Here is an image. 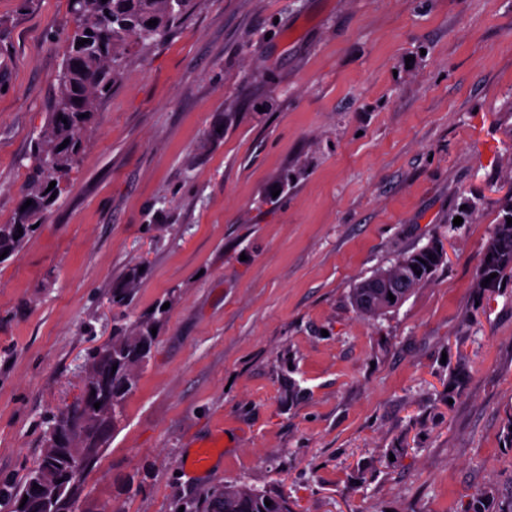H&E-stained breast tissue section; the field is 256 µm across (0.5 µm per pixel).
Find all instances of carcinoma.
<instances>
[{"label":"carcinoma","instance_id":"carcinoma-1","mask_svg":"<svg viewBox=\"0 0 512 512\" xmlns=\"http://www.w3.org/2000/svg\"><path fill=\"white\" fill-rule=\"evenodd\" d=\"M187 0H70L69 13L74 27L64 39L62 69L58 75L56 97L50 117L34 144L33 162L28 169L13 221L0 224V255L17 256L29 238L41 226L45 212L54 204L51 195L65 192L70 173L83 149V133L97 110L99 98L109 93L120 76L121 58L131 43L150 45L164 38L181 17ZM157 20V25L147 22ZM88 43L78 46L76 42ZM65 148H60L64 140ZM56 182L54 188L49 183ZM29 207H24L27 200ZM23 234H18V230ZM408 263L409 283L380 288L366 279L353 288L350 301L357 313L375 319L399 308L412 292L428 283L439 265L428 254L416 249L403 254ZM421 274H415V271ZM496 274L490 278V274ZM142 277L139 266L126 272L124 281L112 289V304L126 306ZM477 286L494 288L512 278V225L499 219L485 245L478 266ZM490 283L483 284V281ZM395 301H390L389 296ZM167 310L154 312L129 326L118 325L104 345L92 348L86 362L93 375L83 379V390L95 392L93 400L74 403L53 416V426H61L71 444L57 450L45 448L47 458L38 459L28 476L40 474L47 463L46 494L42 502L30 496L27 480L6 479L0 483V497L15 501V512H75L78 479L67 476L69 459L78 456L87 470L108 441L109 433L122 417L123 401L137 385L138 369L149 356L145 348H154L157 337L151 329L159 326ZM467 382L460 367L448 378V398L462 392ZM100 407H94V403ZM209 512H292L288 498L278 492L256 489L243 482L214 487L206 494ZM271 505H265V501ZM460 512H512V498L500 499L498 491L487 487L473 494Z\"/></svg>","mask_w":512,"mask_h":512}]
</instances>
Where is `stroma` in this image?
Here are the masks:
<instances>
[{"label":"stroma","instance_id":"35a3bbf8","mask_svg":"<svg viewBox=\"0 0 512 512\" xmlns=\"http://www.w3.org/2000/svg\"><path fill=\"white\" fill-rule=\"evenodd\" d=\"M72 26L67 0H0V224ZM83 142L0 262V479L34 466L114 322L165 303L79 512H180L240 481L295 512L512 492V280L475 286L512 190V0H191L164 40L127 47ZM435 238L429 283L354 312L353 288ZM211 441L210 471L181 468ZM140 266H132L126 272L124 281L116 288L112 289V304L116 306H126L131 301L135 286L142 277L143 272H139Z\"/></svg>","mask_w":512,"mask_h":512}]
</instances>
